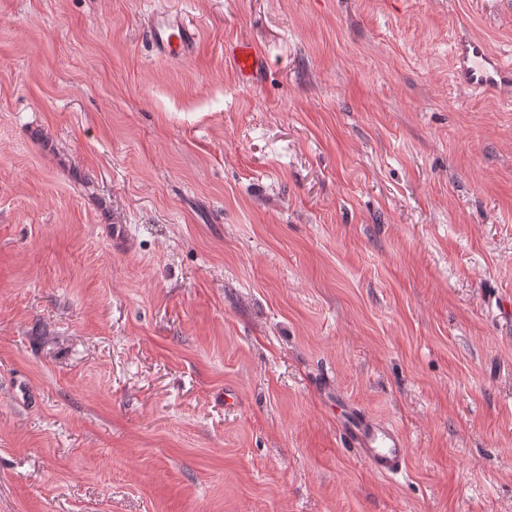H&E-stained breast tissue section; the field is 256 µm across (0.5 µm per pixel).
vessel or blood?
I'll list each match as a JSON object with an SVG mask.
<instances>
[{"label": "vessel or blood", "mask_w": 512, "mask_h": 512, "mask_svg": "<svg viewBox=\"0 0 512 512\" xmlns=\"http://www.w3.org/2000/svg\"><path fill=\"white\" fill-rule=\"evenodd\" d=\"M147 33L155 52L173 61L188 58L198 41L195 24L177 11L157 14ZM453 53L457 84L489 94H512L511 54L491 51L485 43L472 39L455 43ZM228 54L245 78L258 63L255 49L246 43L232 45ZM336 423L341 436L371 471L389 477L405 470L408 450L400 432L365 417L354 407L338 415Z\"/></svg>", "instance_id": "1"}]
</instances>
